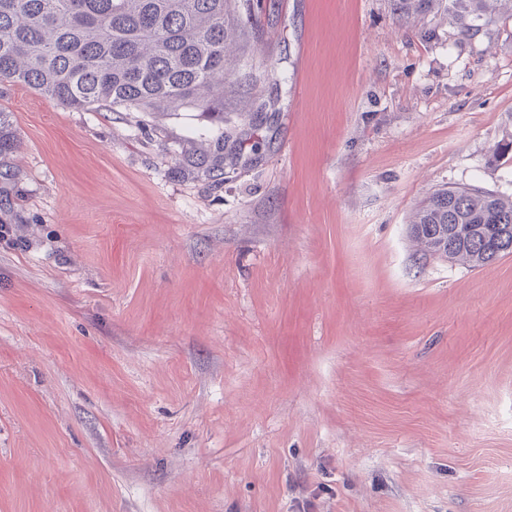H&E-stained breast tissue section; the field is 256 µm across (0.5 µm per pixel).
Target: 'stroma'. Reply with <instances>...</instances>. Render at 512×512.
<instances>
[{"mask_svg":"<svg viewBox=\"0 0 512 512\" xmlns=\"http://www.w3.org/2000/svg\"><path fill=\"white\" fill-rule=\"evenodd\" d=\"M235 16L259 102L220 123L0 84V512H512V254L408 233L437 189L512 196V20Z\"/></svg>","mask_w":512,"mask_h":512,"instance_id":"35a3bbf8","label":"stroma"}]
</instances>
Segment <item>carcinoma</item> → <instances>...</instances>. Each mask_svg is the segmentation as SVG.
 Returning <instances> with one entry per match:
<instances>
[{"mask_svg": "<svg viewBox=\"0 0 512 512\" xmlns=\"http://www.w3.org/2000/svg\"><path fill=\"white\" fill-rule=\"evenodd\" d=\"M460 31L512 17V0H449ZM232 0H0V83L76 111H224ZM17 146L0 110V155ZM411 236L429 255L480 268L512 254V197L436 192Z\"/></svg>", "mask_w": 512, "mask_h": 512, "instance_id": "obj_1", "label": "carcinoma"}]
</instances>
